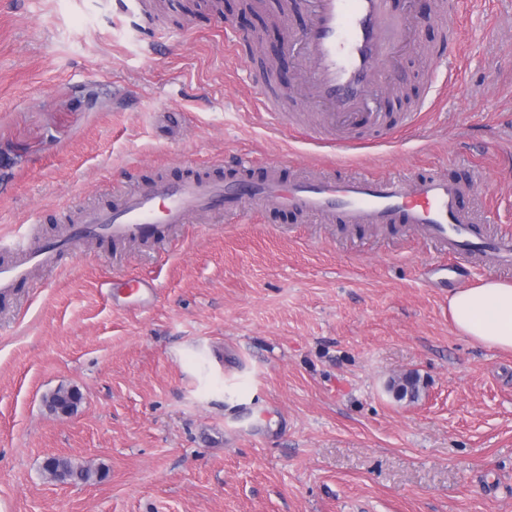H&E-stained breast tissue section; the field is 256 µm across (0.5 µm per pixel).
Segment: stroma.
<instances>
[{"mask_svg": "<svg viewBox=\"0 0 512 512\" xmlns=\"http://www.w3.org/2000/svg\"><path fill=\"white\" fill-rule=\"evenodd\" d=\"M172 0L146 51L112 0H0V235L46 239L110 184L427 169L474 179L484 227L512 236V0H460L461 77L420 105L430 21L368 109L395 133L345 151L257 106L241 0ZM152 279L151 305L104 282ZM512 269L404 226L308 223L268 204L158 245L86 243L0 300V512H512V353L460 335L448 295ZM419 380L417 400L391 388ZM77 390L71 416L49 409ZM91 466L48 479V457Z\"/></svg>", "mask_w": 512, "mask_h": 512, "instance_id": "stroma-1", "label": "stroma"}]
</instances>
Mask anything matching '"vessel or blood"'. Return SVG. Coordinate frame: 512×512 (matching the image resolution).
<instances>
[{"label": "vessel or blood", "instance_id": "1", "mask_svg": "<svg viewBox=\"0 0 512 512\" xmlns=\"http://www.w3.org/2000/svg\"><path fill=\"white\" fill-rule=\"evenodd\" d=\"M310 17L308 26L290 35L299 45L303 76L317 103L323 106L317 139L339 129L365 127L385 130V117L366 111L377 79L390 73L388 49L407 28L393 16L387 0H293ZM459 0H435L433 18L443 31L445 47L434 56L435 67L448 68L449 55L459 52L462 35ZM235 174H187L171 180L157 177L127 189L110 187L111 201L78 209L69 227L54 241L43 242L23 232L0 236V298L29 281L33 269L53 265L76 252L88 239L116 244L157 243L163 229L190 224L210 212L245 213L253 206L277 203L322 224H405L418 228L435 248L464 255L475 262L491 260L512 267V237H495L480 230L482 217L470 205V183L436 174L377 175L362 169L336 179L333 171L283 179L278 167L253 175L245 160H235ZM113 297L144 301L153 289L144 277L113 278Z\"/></svg>", "mask_w": 512, "mask_h": 512}]
</instances>
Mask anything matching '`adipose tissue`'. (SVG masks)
<instances>
[{"label": "adipose tissue", "mask_w": 512, "mask_h": 512, "mask_svg": "<svg viewBox=\"0 0 512 512\" xmlns=\"http://www.w3.org/2000/svg\"><path fill=\"white\" fill-rule=\"evenodd\" d=\"M455 329L486 348L512 351V283L488 279L448 298Z\"/></svg>", "instance_id": "adipose-tissue-1"}]
</instances>
